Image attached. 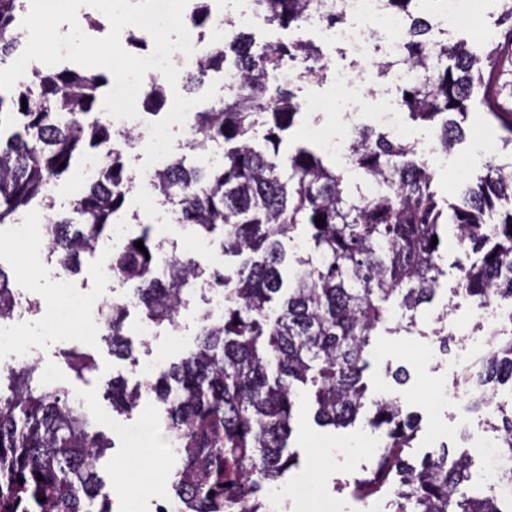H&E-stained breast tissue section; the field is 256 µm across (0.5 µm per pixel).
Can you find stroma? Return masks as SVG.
<instances>
[{
  "label": "stroma",
  "mask_w": 512,
  "mask_h": 512,
  "mask_svg": "<svg viewBox=\"0 0 512 512\" xmlns=\"http://www.w3.org/2000/svg\"><path fill=\"white\" fill-rule=\"evenodd\" d=\"M294 92L302 114L283 144V152H290L301 142L316 144L323 138L346 136L348 101L337 88L332 74L317 80H304L295 86ZM465 124L471 128V135L448 155L435 149L439 135L437 126L414 122L408 125L410 140L417 153L427 154L428 165L435 172L439 199L451 203L457 201L467 182L482 174L490 156L504 160L512 158V144L506 142L499 121L484 112L480 105H473ZM167 208V203L151 190L136 185L118 211L116 220L132 229L141 221L152 224L159 236L177 243V255L193 258L203 271L233 265V258L224 255L219 244L197 237L190 226L172 223ZM14 235L13 226L0 227V266L12 273L15 287L25 289L45 306H55L61 295V284L45 269V247L34 243L27 249H16L12 244ZM441 255L445 275L436 298L426 306L420 318L421 333L402 332L375 337L366 382L371 393H396L409 411L419 415L420 431L414 455L437 450L444 442L450 451L466 453L476 460L493 444L491 418L472 409L466 399L455 397L454 392L463 367L482 354L491 326L479 323L472 302L455 292L458 277L455 260L459 249L452 234H445ZM203 306L202 296H195L179 316L182 331L173 335L163 328L153 336L140 335L142 314L131 311L127 319L129 343L135 355L131 362L113 357L99 336L84 329L78 313L73 310L68 311L65 319L70 331L67 343H59L55 337L45 335L41 322L35 319L19 326L17 332L37 341L46 361L56 368L57 385L81 391L89 410L94 411L109 408L107 391L113 377H123L131 385L140 382L136 362L157 359L166 367L188 356L194 348ZM440 321L448 328V348L444 351L424 335L425 330ZM70 345L93 355L97 362L96 371L86 375L85 379L76 377L63 356ZM390 365L408 370L410 379L405 385H395L386 378L385 370ZM161 419L156 401L146 395L132 413L112 415L110 422L99 426L111 443L100 462V474L111 483L113 495L135 498L141 512H154L153 500L170 494L171 476L177 461L164 458V431L159 428L150 440L139 443L138 468L125 469L123 463L131 447L114 428L127 422H158ZM290 444L300 458L299 468L290 473L291 481H309L329 495V512H385L384 495L364 498L354 491L356 478L370 467L380 444L377 432L360 424L339 430L318 427L313 420V409L305 401L296 409ZM317 452L329 455L330 464L313 468L312 458Z\"/></svg>",
  "instance_id": "obj_1"
}]
</instances>
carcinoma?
<instances>
[{"mask_svg": "<svg viewBox=\"0 0 512 512\" xmlns=\"http://www.w3.org/2000/svg\"><path fill=\"white\" fill-rule=\"evenodd\" d=\"M320 0H258L270 25L298 30ZM404 16L408 30L402 56L376 65L380 76L402 70L399 106L415 121L440 126L452 149L465 136L457 117L476 101L499 120L512 142V8L498 4L507 24L491 50L465 41L448 42L428 32L442 0H384ZM22 0H0V65L22 39ZM193 24L215 26L206 0H197ZM232 34L207 49L187 71L184 90L204 87L210 73L228 60L240 68L239 85L224 99L194 113L184 146L204 154L224 147L223 160L188 167L173 156L155 174L153 189L203 239L241 258L235 267L214 269L208 278L229 285L224 316L204 322L196 349L166 373L130 388L112 379L115 412L136 407L152 394L164 412L168 438L179 462L172 489L184 512H269L266 486L284 483L298 466L288 450L300 389L315 405L322 427L352 424L367 401L365 357L372 337L418 327L444 272L440 266L442 226L456 227L464 259L457 285L476 308L494 300L512 309V160L492 156L486 174L466 186L455 203L441 205L434 174L414 146L370 127L357 128L348 146L350 165L377 183L369 194L351 190L344 174L316 151L298 147L281 164L283 135L300 112L292 87L321 71L323 55L312 42L256 49L234 20ZM298 67L288 88L271 92L268 79L284 64ZM109 77L96 71L33 68L9 91H0V225L14 224L39 201L54 208L52 185L88 148L103 149L113 137L131 142L103 116L101 89ZM27 106H22V103ZM165 86L148 78L143 103L161 110ZM266 127L265 149L250 145V133ZM65 167H60V164ZM131 189L122 156L105 152L95 180L73 201L72 215L45 225L47 247L65 275L81 270L108 239L112 216ZM325 219L317 226L315 217ZM306 227V255L288 259L284 241ZM437 244H432V238ZM142 241L145 251L135 242ZM165 241L141 223L112 254L109 271L136 284L137 304L157 326H173L192 301L202 276L188 257L165 268L157 256ZM13 304L11 276L0 266V316ZM128 315L114 305L102 331L112 356L134 361L127 338ZM69 365L82 378L95 369L88 354L70 352ZM8 392L0 393V512H111L107 483L98 463L109 448L86 409L58 387L40 386L32 367L7 370ZM464 385L498 394L512 384V333L492 332ZM367 426L384 442L372 468L357 481L364 497L393 483L394 512H503L494 496H469L470 462L449 459L448 446L411 457L418 422L393 394L370 400ZM499 447L502 483H512V416L503 420ZM42 479H37V476Z\"/></svg>", "mask_w": 512, "mask_h": 512, "instance_id": "cac0c4a2", "label": "carcinoma"}]
</instances>
